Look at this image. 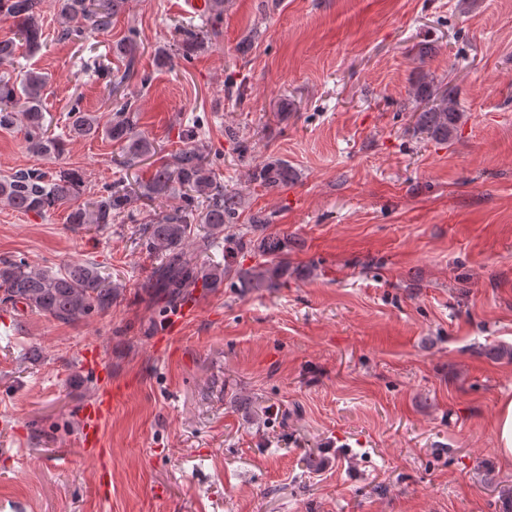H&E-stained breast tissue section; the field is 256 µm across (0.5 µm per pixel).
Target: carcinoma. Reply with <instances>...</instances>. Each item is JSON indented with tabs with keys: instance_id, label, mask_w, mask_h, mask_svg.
<instances>
[{
	"instance_id": "carcinoma-1",
	"label": "carcinoma",
	"mask_w": 512,
	"mask_h": 512,
	"mask_svg": "<svg viewBox=\"0 0 512 512\" xmlns=\"http://www.w3.org/2000/svg\"><path fill=\"white\" fill-rule=\"evenodd\" d=\"M129 0H55L57 15L63 25L62 35L72 41H82L91 33L109 28L112 19L126 11ZM46 0H0V16L12 22L14 36L0 39V65L11 62L24 49L28 54L39 52L43 45L41 12ZM113 52L133 64L139 44L133 37L117 42ZM48 75L29 69L12 75L0 74V128L13 126L23 116L29 148L42 155L61 153L66 140L46 136L43 90ZM463 113L455 100L446 95L435 97L431 105L415 113L418 132L440 143H449L456 135ZM67 136L93 137L99 132L98 117L73 106L67 114ZM131 106L123 104L110 114L105 135L122 143L123 160L131 166L144 156L155 153L153 142L135 133ZM201 125L186 129L190 143L170 154L154 167L150 178L139 184L143 194L154 201H167L178 195L184 204L162 211L142 228L147 250L162 255L143 285L149 298L161 297L169 303L192 295L198 283L215 285L232 274L240 287L277 288L288 274V266L278 257L288 248L284 239L266 233L269 218L252 217V224L238 237V246L259 257L249 267L234 270H202L197 257L188 252L191 226L197 222L207 227L209 235L199 238L200 251L214 244L212 236L224 232V226L239 218L244 198L239 192H226L217 180L207 146L200 139ZM292 170L280 160H268L249 173V180L265 188L284 187L292 180ZM81 173L61 171L50 173L42 169L20 170L0 178V203L11 209L47 214L66 206L71 224L105 226L120 216L130 201L131 190L122 181L103 187L100 195L82 203ZM202 198L206 207L196 212L194 201ZM118 288L101 275L91 261L75 262L61 273H53L25 262L5 261L0 264V301L19 303L34 313L73 323L93 313L105 314L116 303Z\"/></svg>"
}]
</instances>
